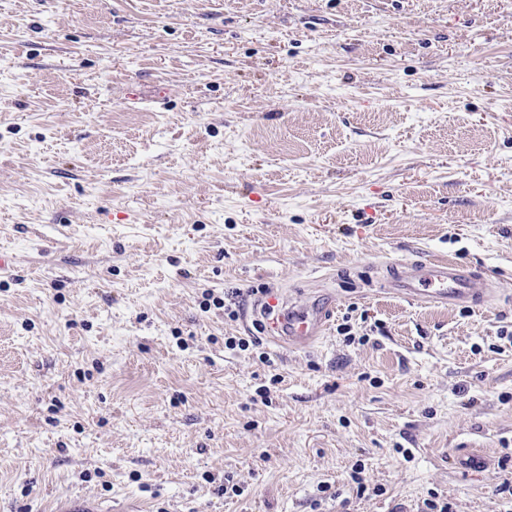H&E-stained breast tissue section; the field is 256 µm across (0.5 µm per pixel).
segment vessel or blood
<instances>
[{
    "mask_svg": "<svg viewBox=\"0 0 512 512\" xmlns=\"http://www.w3.org/2000/svg\"><path fill=\"white\" fill-rule=\"evenodd\" d=\"M393 288L413 300L478 307L487 299L484 277L445 260H420L405 264L392 279ZM328 323L324 311L309 305H283L277 330L281 340L306 346L324 335Z\"/></svg>",
    "mask_w": 512,
    "mask_h": 512,
    "instance_id": "vessel-or-blood-1",
    "label": "vessel or blood"
}]
</instances>
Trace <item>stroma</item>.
<instances>
[{"instance_id":"35a3bbf8","label":"stroma","mask_w":512,"mask_h":512,"mask_svg":"<svg viewBox=\"0 0 512 512\" xmlns=\"http://www.w3.org/2000/svg\"><path fill=\"white\" fill-rule=\"evenodd\" d=\"M0 249V512H512V0H0ZM391 284L412 300L426 299L438 304L470 307L483 305L489 290L484 277L446 260L407 263ZM280 333L279 338L294 346H307L325 334L328 323L325 312L318 307L284 304L279 322H273Z\"/></svg>"}]
</instances>
